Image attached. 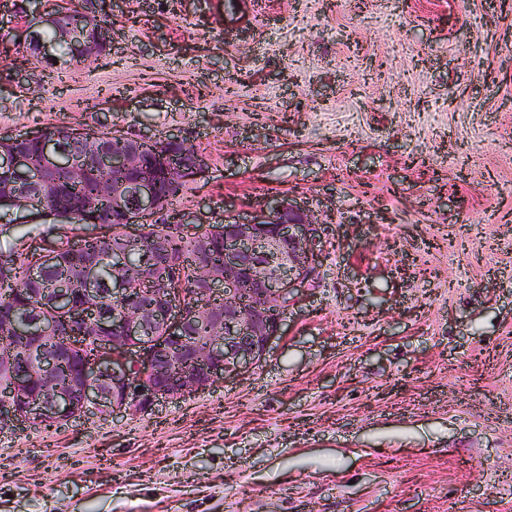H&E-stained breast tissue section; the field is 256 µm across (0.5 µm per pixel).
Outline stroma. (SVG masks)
<instances>
[{
    "label": "stroma",
    "instance_id": "1",
    "mask_svg": "<svg viewBox=\"0 0 512 512\" xmlns=\"http://www.w3.org/2000/svg\"><path fill=\"white\" fill-rule=\"evenodd\" d=\"M107 58L0 52V136H180L163 217L332 231L254 370L0 433V512H512V0H93ZM0 211V252L49 238Z\"/></svg>",
    "mask_w": 512,
    "mask_h": 512
}]
</instances>
